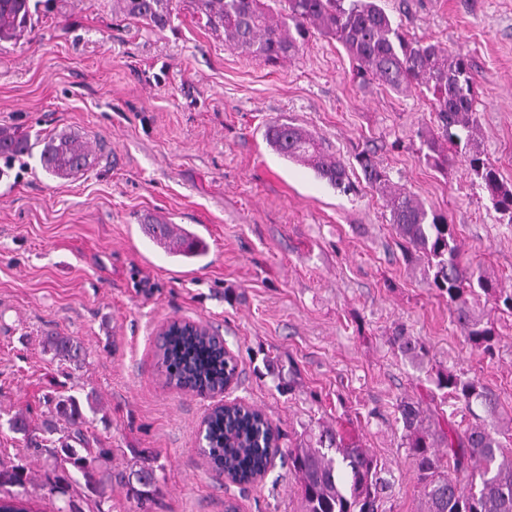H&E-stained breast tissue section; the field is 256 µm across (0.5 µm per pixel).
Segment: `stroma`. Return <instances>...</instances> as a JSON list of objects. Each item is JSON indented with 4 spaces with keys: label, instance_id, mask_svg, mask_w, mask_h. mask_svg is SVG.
<instances>
[{
    "label": "stroma",
    "instance_id": "stroma-1",
    "mask_svg": "<svg viewBox=\"0 0 512 512\" xmlns=\"http://www.w3.org/2000/svg\"><path fill=\"white\" fill-rule=\"evenodd\" d=\"M409 37L465 56L475 75L478 141L512 183V0H380ZM32 24L0 42V128L42 139L65 131L93 165L47 175L39 150L0 175V465H22L34 512H303L287 449L325 423L367 448L390 483L383 512H426L396 412L422 399L458 430L484 413L432 396L429 374L478 380L497 401L492 423L512 449V315L481 303L500 333L493 355L473 348L432 284L426 259L407 261L382 195L355 156L367 151L395 188L454 227L465 263L512 289V223L460 159L435 168L420 131L434 126L425 87L396 93L364 82L336 39L311 31L296 59L269 67L224 43L193 0H174L162 29L120 15L114 0H32ZM307 129L348 168L342 192L266 144L268 124ZM153 215L204 239L203 263L153 245ZM189 319L224 337L242 371L225 393L261 409L283 433L265 478L225 484L198 449L213 398L169 387L159 330ZM429 355L413 367L398 329ZM70 336L81 361L46 340ZM298 385L283 394L265 360ZM75 397L91 445L111 449L100 475L151 464L159 490L138 505L126 486L83 482L51 491L36 451L46 398ZM25 413L29 434L9 421Z\"/></svg>",
    "mask_w": 512,
    "mask_h": 512
}]
</instances>
